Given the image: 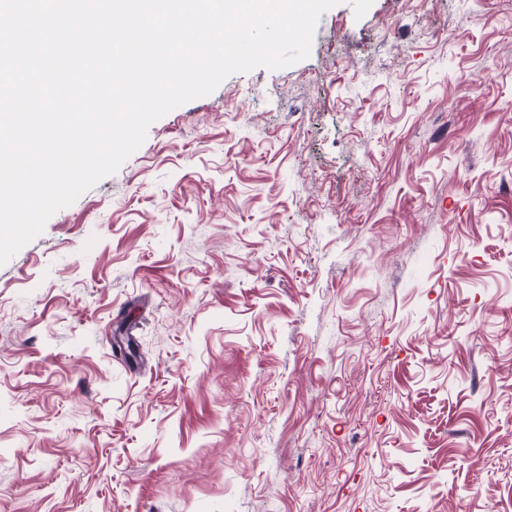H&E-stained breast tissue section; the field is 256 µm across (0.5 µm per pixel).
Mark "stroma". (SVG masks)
<instances>
[{"label": "stroma", "instance_id": "obj_1", "mask_svg": "<svg viewBox=\"0 0 512 512\" xmlns=\"http://www.w3.org/2000/svg\"><path fill=\"white\" fill-rule=\"evenodd\" d=\"M0 512H512V0H341L0 265Z\"/></svg>", "mask_w": 512, "mask_h": 512}]
</instances>
